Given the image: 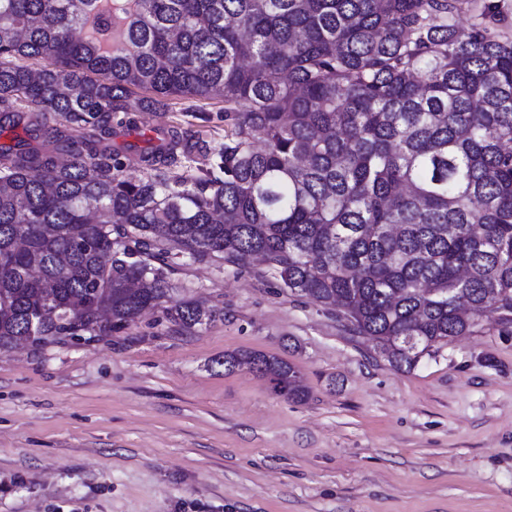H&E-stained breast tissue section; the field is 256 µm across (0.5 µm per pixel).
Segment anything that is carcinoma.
<instances>
[{
    "label": "carcinoma",
    "mask_w": 512,
    "mask_h": 512,
    "mask_svg": "<svg viewBox=\"0 0 512 512\" xmlns=\"http://www.w3.org/2000/svg\"><path fill=\"white\" fill-rule=\"evenodd\" d=\"M459 2L0 0V133L23 131L0 143V352L155 308L207 327L221 311L174 297L185 258L257 259L400 368L512 325V41ZM178 98L224 102L208 167L176 130L110 145L112 115ZM217 364L307 397L275 356Z\"/></svg>",
    "instance_id": "obj_1"
}]
</instances>
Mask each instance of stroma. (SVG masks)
I'll use <instances>...</instances> for the list:
<instances>
[{
    "mask_svg": "<svg viewBox=\"0 0 512 512\" xmlns=\"http://www.w3.org/2000/svg\"><path fill=\"white\" fill-rule=\"evenodd\" d=\"M136 115L213 149L224 104ZM184 332L144 312L102 340L0 354V512H512V326L492 313L412 369L263 265L181 261ZM288 361L307 397L224 372ZM217 364L224 365V372L246 367L262 377L269 378L274 383L276 391L288 400L303 401L307 397L305 390L299 385L295 367L275 356L245 351L224 354V360H217Z\"/></svg>",
    "mask_w": 512,
    "mask_h": 512,
    "instance_id": "35a3bbf8",
    "label": "stroma"
}]
</instances>
